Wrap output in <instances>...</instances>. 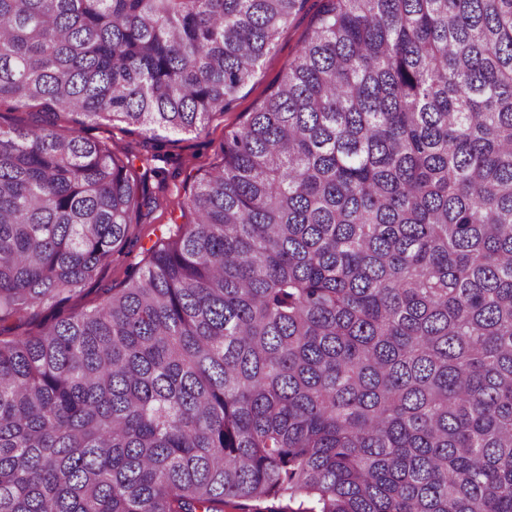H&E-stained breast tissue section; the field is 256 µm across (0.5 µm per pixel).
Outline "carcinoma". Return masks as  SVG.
<instances>
[{"instance_id":"cac0c4a2","label":"carcinoma","mask_w":512,"mask_h":512,"mask_svg":"<svg viewBox=\"0 0 512 512\" xmlns=\"http://www.w3.org/2000/svg\"><path fill=\"white\" fill-rule=\"evenodd\" d=\"M305 3L0 0V103L190 132ZM145 204L0 127V512H512V0H325L194 221L70 306Z\"/></svg>"}]
</instances>
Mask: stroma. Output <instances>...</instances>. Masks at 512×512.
Here are the masks:
<instances>
[{"label":"stroma","instance_id":"35a3bbf8","mask_svg":"<svg viewBox=\"0 0 512 512\" xmlns=\"http://www.w3.org/2000/svg\"><path fill=\"white\" fill-rule=\"evenodd\" d=\"M324 0H307L304 10L283 31L264 58L252 83L241 89L231 108L212 116L198 130L178 135L159 132H125L109 125L85 128V136L111 144L116 153L133 151L136 174L144 183L153 207L138 216V241L114 255L109 267L101 270L85 291L73 297L71 306L89 309L101 302L105 291L119 287L128 272L145 263V247L151 246L168 225L188 223L179 205L193 183L224 156V135L236 128L263 100L279 74L295 55L314 25Z\"/></svg>","mask_w":512,"mask_h":512}]
</instances>
